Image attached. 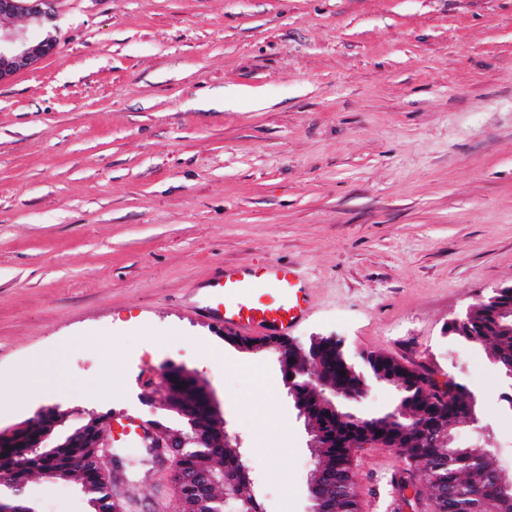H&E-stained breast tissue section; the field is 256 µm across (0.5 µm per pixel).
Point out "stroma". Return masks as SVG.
<instances>
[{
    "instance_id": "35a3bbf8",
    "label": "stroma",
    "mask_w": 512,
    "mask_h": 512,
    "mask_svg": "<svg viewBox=\"0 0 512 512\" xmlns=\"http://www.w3.org/2000/svg\"><path fill=\"white\" fill-rule=\"evenodd\" d=\"M50 30L0 83V384L36 363L59 386L0 396L1 430L58 405L116 435L157 419L143 384L181 365L264 512H308L317 459L275 355L197 309L214 267L277 261L310 297L291 339L462 380L477 420L455 445L512 472V380L446 331L512 282V0H54ZM352 468L368 512L415 470L380 446ZM26 496L88 512L74 478Z\"/></svg>"
}]
</instances>
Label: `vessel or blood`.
I'll use <instances>...</instances> for the list:
<instances>
[{
    "label": "vessel or blood",
    "mask_w": 512,
    "mask_h": 512,
    "mask_svg": "<svg viewBox=\"0 0 512 512\" xmlns=\"http://www.w3.org/2000/svg\"><path fill=\"white\" fill-rule=\"evenodd\" d=\"M301 273L273 261L258 268H219L202 287L201 313L249 334L259 329L285 336L308 308Z\"/></svg>",
    "instance_id": "vessel-or-blood-1"
}]
</instances>
